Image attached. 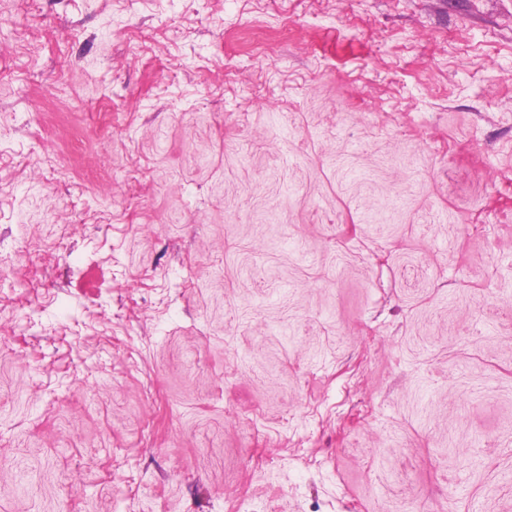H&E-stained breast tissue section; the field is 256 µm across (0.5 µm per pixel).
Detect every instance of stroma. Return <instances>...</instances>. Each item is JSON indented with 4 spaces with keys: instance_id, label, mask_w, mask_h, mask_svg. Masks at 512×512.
<instances>
[{
    "instance_id": "stroma-1",
    "label": "stroma",
    "mask_w": 512,
    "mask_h": 512,
    "mask_svg": "<svg viewBox=\"0 0 512 512\" xmlns=\"http://www.w3.org/2000/svg\"><path fill=\"white\" fill-rule=\"evenodd\" d=\"M32 260L0 512H512V0H0Z\"/></svg>"
}]
</instances>
